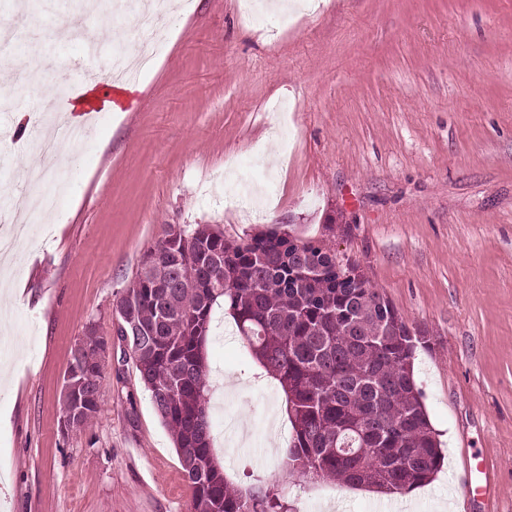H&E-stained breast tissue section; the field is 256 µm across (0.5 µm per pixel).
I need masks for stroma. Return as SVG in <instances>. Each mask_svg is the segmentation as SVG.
Returning a JSON list of instances; mask_svg holds the SVG:
<instances>
[{
    "label": "stroma",
    "mask_w": 512,
    "mask_h": 512,
    "mask_svg": "<svg viewBox=\"0 0 512 512\" xmlns=\"http://www.w3.org/2000/svg\"><path fill=\"white\" fill-rule=\"evenodd\" d=\"M152 66L101 108L51 177L0 342V512H189L171 433L114 338L113 308L171 226L239 242L273 231L364 269L425 342L415 379L443 465L387 498L288 471L286 396L215 306L208 398L251 429L213 433L227 482L277 485L290 512H512V0H309L252 21L242 0L175 8ZM42 57L39 83L112 94L114 40L78 34ZM22 96L0 110V194L26 187L36 138ZM280 150L283 161L266 160ZM112 335L96 418L61 428L60 395L86 324ZM487 496L467 494L466 461Z\"/></svg>",
    "instance_id": "1"
}]
</instances>
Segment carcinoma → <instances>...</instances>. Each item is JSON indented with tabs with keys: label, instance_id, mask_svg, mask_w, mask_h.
<instances>
[{
	"label": "carcinoma",
	"instance_id": "obj_1",
	"mask_svg": "<svg viewBox=\"0 0 512 512\" xmlns=\"http://www.w3.org/2000/svg\"><path fill=\"white\" fill-rule=\"evenodd\" d=\"M291 242L270 231L230 243L209 224L180 227L146 251L154 260L141 259L114 307L138 329L131 358L174 436L190 512H284L271 489L244 496L231 487L212 456L205 346L220 302L287 396L289 460L301 472L402 493L443 462L413 374L422 338L369 281L337 275L336 255L303 242L290 260ZM82 343L78 429L103 397V337Z\"/></svg>",
	"mask_w": 512,
	"mask_h": 512
}]
</instances>
